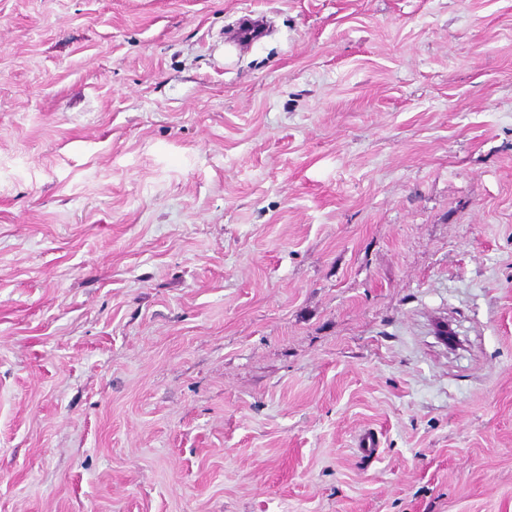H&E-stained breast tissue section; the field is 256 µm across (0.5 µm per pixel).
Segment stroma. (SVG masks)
I'll return each instance as SVG.
<instances>
[{"label":"stroma","mask_w":512,"mask_h":512,"mask_svg":"<svg viewBox=\"0 0 512 512\" xmlns=\"http://www.w3.org/2000/svg\"><path fill=\"white\" fill-rule=\"evenodd\" d=\"M0 512H512V0H0Z\"/></svg>","instance_id":"35a3bbf8"}]
</instances>
